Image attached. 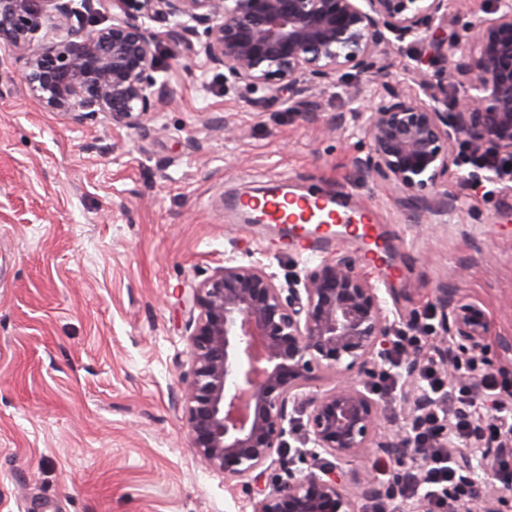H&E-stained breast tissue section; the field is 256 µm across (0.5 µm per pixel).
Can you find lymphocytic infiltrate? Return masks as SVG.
Masks as SVG:
<instances>
[{"mask_svg": "<svg viewBox=\"0 0 512 512\" xmlns=\"http://www.w3.org/2000/svg\"><path fill=\"white\" fill-rule=\"evenodd\" d=\"M418 349L420 361L411 380L420 407L411 428L413 446L422 463L406 473L392 496L410 500L429 497L434 512H455L478 495V485L459 466L455 451L468 448L487 459L488 477L512 489V377L495 370L478 356L449 348L440 362L432 346L429 324L401 329L389 337L385 360L373 388L385 402L401 395L405 379L398 371L404 352Z\"/></svg>", "mask_w": 512, "mask_h": 512, "instance_id": "lymphocytic-infiltrate-1", "label": "lymphocytic infiltrate"}]
</instances>
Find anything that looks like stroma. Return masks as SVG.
Instances as JSON below:
<instances>
[{"label":"stroma","instance_id":"35a3bbf8","mask_svg":"<svg viewBox=\"0 0 512 512\" xmlns=\"http://www.w3.org/2000/svg\"><path fill=\"white\" fill-rule=\"evenodd\" d=\"M448 15L465 60L480 4L448 0ZM18 69L1 45L0 512H243L186 426L185 298L228 258L263 261L283 283L311 265L226 207L281 176L372 206L389 268L360 271L399 289L387 301L398 321L452 290L485 311L483 354L512 373V183L473 187L461 163L431 212L355 167L367 151L353 113L386 87L344 75L305 117L287 94L243 91L204 56L165 48L156 79L170 99L138 131L102 116L73 126ZM339 114L344 129H328ZM456 267L463 278L449 280Z\"/></svg>","mask_w":512,"mask_h":512}]
</instances>
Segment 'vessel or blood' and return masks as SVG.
I'll use <instances>...</instances> for the list:
<instances>
[{
  "mask_svg": "<svg viewBox=\"0 0 512 512\" xmlns=\"http://www.w3.org/2000/svg\"><path fill=\"white\" fill-rule=\"evenodd\" d=\"M229 206L244 213L247 220L286 226L290 247L309 256L332 251L336 245L337 225H351V237L362 245L361 261L377 267L384 264L373 208H351L345 191L313 189L298 194L292 184L279 179L259 203L251 204L239 198L230 201Z\"/></svg>",
  "mask_w": 512,
  "mask_h": 512,
  "instance_id": "b4317fda",
  "label": "vessel or blood"
}]
</instances>
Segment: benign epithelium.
Instances as JSON below:
<instances>
[{
	"label": "benign epithelium",
	"instance_id": "benign-epithelium-1",
	"mask_svg": "<svg viewBox=\"0 0 512 512\" xmlns=\"http://www.w3.org/2000/svg\"><path fill=\"white\" fill-rule=\"evenodd\" d=\"M482 2L488 18L472 27L476 53L463 65L451 61L448 0H0V44L22 62L21 81L49 111L77 125L102 114L137 130L163 102L152 76L163 40L177 54L204 56L247 90L286 91L311 114L315 91L346 69L391 84L389 51L409 38L445 68L433 81L411 71L427 100L399 88L369 106L360 126L368 153L358 164L400 191L435 194L460 146L475 161L470 179L487 171L512 181V168L493 165L512 161V0ZM87 14L112 23L72 26ZM156 16L173 19L162 37L146 27ZM300 284L285 288L260 262L227 259L189 294L197 316L181 377L187 427L202 460L230 491L249 495L252 512H359V501L383 489L366 467L358 492H348L343 465L365 448L390 459L394 474L416 462L408 429L378 439L371 382L397 321L341 253L306 269ZM438 306L443 332L461 349L480 348L490 331L484 311L452 291ZM328 372L336 384L312 391ZM291 408L305 419L291 421ZM324 454L335 463L321 466ZM275 463L286 477L268 484ZM503 497L489 482L467 512H498Z\"/></svg>",
	"mask_w": 512,
	"mask_h": 512
}]
</instances>
